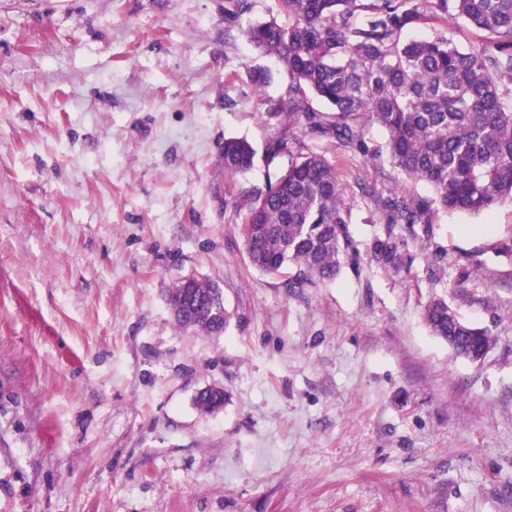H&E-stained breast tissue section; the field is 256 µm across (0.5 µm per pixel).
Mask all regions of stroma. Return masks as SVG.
Here are the masks:
<instances>
[{"mask_svg":"<svg viewBox=\"0 0 512 512\" xmlns=\"http://www.w3.org/2000/svg\"><path fill=\"white\" fill-rule=\"evenodd\" d=\"M224 6L0 0V512H512V204L386 224L379 198L428 186L379 126L361 151L268 117L288 70ZM229 137L251 170L225 172ZM302 149L335 165L358 258L292 288L235 202ZM188 276L222 288L223 335L176 326ZM435 298L494 336L481 360L431 334ZM196 407L205 413H213L224 405V389L219 386H210L195 396Z\"/></svg>","mask_w":512,"mask_h":512,"instance_id":"obj_1","label":"stroma"}]
</instances>
